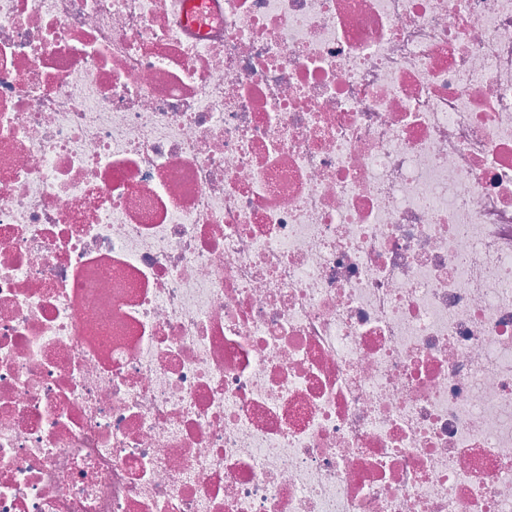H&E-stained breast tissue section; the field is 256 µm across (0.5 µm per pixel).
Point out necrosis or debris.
Masks as SVG:
<instances>
[{
  "label": "necrosis or debris",
  "mask_w": 512,
  "mask_h": 512,
  "mask_svg": "<svg viewBox=\"0 0 512 512\" xmlns=\"http://www.w3.org/2000/svg\"><path fill=\"white\" fill-rule=\"evenodd\" d=\"M0 512H512V0H0Z\"/></svg>",
  "instance_id": "4bbe7bcc"
}]
</instances>
